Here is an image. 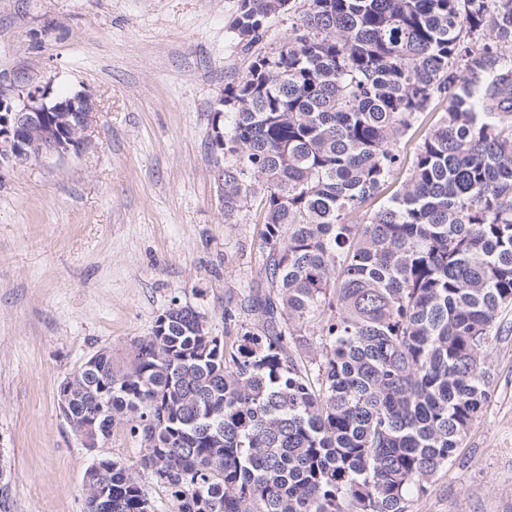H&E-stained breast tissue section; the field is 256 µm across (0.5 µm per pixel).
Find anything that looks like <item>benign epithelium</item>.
I'll list each match as a JSON object with an SVG mask.
<instances>
[{
    "instance_id": "7a95c632",
    "label": "benign epithelium",
    "mask_w": 512,
    "mask_h": 512,
    "mask_svg": "<svg viewBox=\"0 0 512 512\" xmlns=\"http://www.w3.org/2000/svg\"><path fill=\"white\" fill-rule=\"evenodd\" d=\"M95 111L97 103L89 93L58 99L49 81L22 70L1 74L0 184L31 159L79 152ZM75 435L85 448H97L102 443L93 422H85Z\"/></svg>"
}]
</instances>
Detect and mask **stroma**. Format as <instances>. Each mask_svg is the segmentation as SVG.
<instances>
[{
	"label": "stroma",
	"mask_w": 512,
	"mask_h": 512,
	"mask_svg": "<svg viewBox=\"0 0 512 512\" xmlns=\"http://www.w3.org/2000/svg\"><path fill=\"white\" fill-rule=\"evenodd\" d=\"M238 0H0V73L25 70L98 104L80 153L33 160L0 188V512H84L98 457L138 474L155 512L169 492L117 426L84 448L61 383L111 349L128 363L172 304L210 335L258 331L266 289L255 208L225 219L211 114L252 60ZM483 354L491 397L410 512H512V310Z\"/></svg>",
	"instance_id": "1"
}]
</instances>
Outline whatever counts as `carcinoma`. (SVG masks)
I'll list each match as a JSON object with an SVG mask.
<instances>
[{"label":"carcinoma","instance_id":"1","mask_svg":"<svg viewBox=\"0 0 512 512\" xmlns=\"http://www.w3.org/2000/svg\"><path fill=\"white\" fill-rule=\"evenodd\" d=\"M224 87V219L261 178L263 335L215 342L169 307L123 369H78L73 413L145 443L169 512H408L482 414L480 354L512 307V0H240L246 52ZM439 120L399 189L397 142ZM322 360L291 352L322 309ZM86 512H146L135 474L99 458ZM291 22V17H288V15L269 19L266 23V32L263 40L255 47L257 52L261 49L262 51H270L272 48L282 45L288 37ZM444 104H433L430 107L429 116L421 125H416L412 131H410L406 136L400 139L397 145V151L399 154V164L400 168L397 171L398 180L395 184H393L389 190L378 197L376 200L371 201L362 212V215L359 219V222L364 224L367 222L368 217H370L375 211L379 209V207L383 204L384 201L388 198V196L399 186L400 182L405 178L406 171L409 168L413 154L419 142L421 141L422 136L425 132L431 127V125L437 120L440 113L443 112ZM366 213V215H365ZM364 218L363 221H361Z\"/></svg>","mask_w":512,"mask_h":512}]
</instances>
